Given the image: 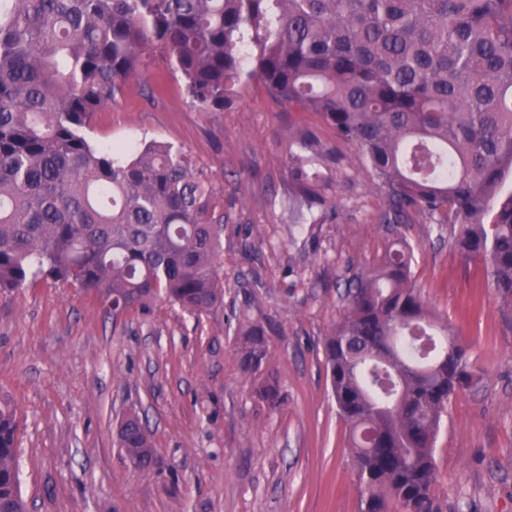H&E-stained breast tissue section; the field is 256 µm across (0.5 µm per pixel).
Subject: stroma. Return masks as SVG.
<instances>
[{
	"mask_svg": "<svg viewBox=\"0 0 512 512\" xmlns=\"http://www.w3.org/2000/svg\"><path fill=\"white\" fill-rule=\"evenodd\" d=\"M302 130L336 165L332 209L297 226L280 197ZM86 136L190 155L224 204V301L199 317L159 301L115 318L99 297L49 279L0 292V406L17 414L28 512H360L323 342L346 311L345 282L401 237L416 249L412 281L433 322L455 330L476 366L437 438L434 512H512V322L485 262L457 250L456 225L424 214L378 223L383 188L316 113L249 76L230 108L201 111L159 51ZM248 324L266 331L254 375L238 359ZM266 380L278 407L254 397ZM132 412L152 441L145 470L116 443Z\"/></svg>",
	"mask_w": 512,
	"mask_h": 512,
	"instance_id": "35a3bbf8",
	"label": "stroma"
}]
</instances>
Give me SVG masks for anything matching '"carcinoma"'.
Instances as JSON below:
<instances>
[{
  "mask_svg": "<svg viewBox=\"0 0 512 512\" xmlns=\"http://www.w3.org/2000/svg\"><path fill=\"white\" fill-rule=\"evenodd\" d=\"M163 49L192 102L233 103L243 72L315 112L386 187L380 224L412 214L459 225L512 311V0H0V291L42 278L101 296L112 316L158 300L199 316L224 300V204L192 160L151 143L94 147L93 116ZM288 150L281 207L316 224L326 153L307 131ZM134 152L128 161L125 155ZM414 248L345 285L326 369L364 487L361 512H430L434 445L451 398L474 378L468 350L436 331L411 282ZM259 370L265 331L240 329ZM270 406L281 395L263 384ZM18 422L0 407V509L24 507ZM128 455L151 447L136 413Z\"/></svg>",
  "mask_w": 512,
  "mask_h": 512,
  "instance_id": "cac0c4a2",
  "label": "carcinoma"
}]
</instances>
